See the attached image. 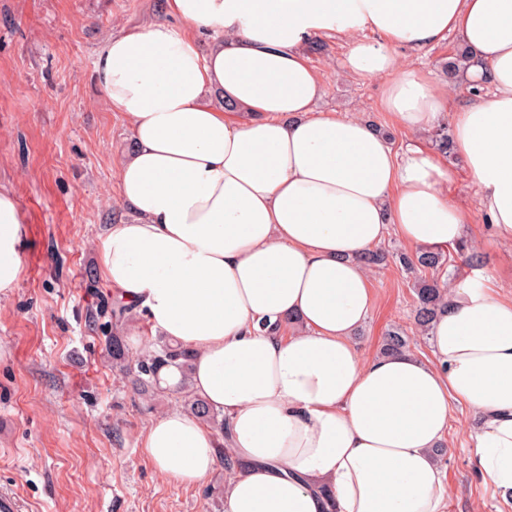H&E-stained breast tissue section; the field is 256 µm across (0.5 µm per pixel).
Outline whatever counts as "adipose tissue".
Here are the masks:
<instances>
[{"label":"adipose tissue","mask_w":512,"mask_h":512,"mask_svg":"<svg viewBox=\"0 0 512 512\" xmlns=\"http://www.w3.org/2000/svg\"><path fill=\"white\" fill-rule=\"evenodd\" d=\"M452 32L471 85L490 88L456 112L447 87L395 53ZM333 37L349 45L347 73L385 78L397 128L452 117L480 209L512 242V0H163L162 19L96 52L95 82L134 142L116 188L135 213L108 226L97 265L117 301L194 351L192 388L228 432L171 410L147 429L146 454L196 486L229 444L242 466L226 474L225 512H444L433 452L457 403L478 420L480 467L512 496V300L478 279L451 287L429 363L368 359L353 341L372 305L361 256L391 234L456 246L471 217L437 155L314 112L324 84L303 48ZM25 235L0 190V296L19 285ZM289 318L301 329L287 335Z\"/></svg>","instance_id":"1"}]
</instances>
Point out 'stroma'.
Returning <instances> with one entry per match:
<instances>
[{
    "instance_id": "obj_1",
    "label": "stroma",
    "mask_w": 512,
    "mask_h": 512,
    "mask_svg": "<svg viewBox=\"0 0 512 512\" xmlns=\"http://www.w3.org/2000/svg\"><path fill=\"white\" fill-rule=\"evenodd\" d=\"M162 0H0V188L17 199L27 226L23 275L0 298V485L25 512H224L216 468L203 483L184 486L159 474L143 434L174 398L146 403L130 379L112 371L105 340L112 297L101 283L95 246L108 225L131 220L115 197L114 171L132 148L122 113L112 111L94 80L100 43L112 30L156 20ZM460 43L405 49L402 60L436 85L440 63ZM326 55L309 54L322 75L319 112H348L377 125L395 150L431 147V131L408 136L381 109L384 79L358 80L340 63L348 47L331 38ZM446 192L472 222L464 240L483 263L471 270L456 258L457 283L481 276L500 299L512 298V243L494 238L479 207L478 188L457 154ZM386 265L371 270L372 307L354 341L379 356L390 329L410 338L409 352L432 359L429 336L413 321V279L399 255L415 251L396 235L380 245ZM477 422L453 405L446 452L438 465L449 489L444 512H512L494 490L472 449Z\"/></svg>"
}]
</instances>
